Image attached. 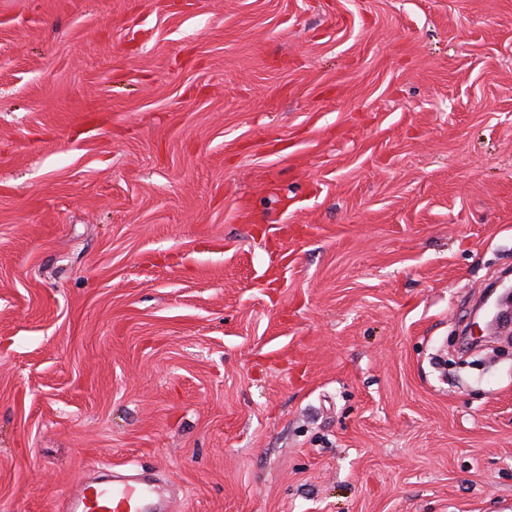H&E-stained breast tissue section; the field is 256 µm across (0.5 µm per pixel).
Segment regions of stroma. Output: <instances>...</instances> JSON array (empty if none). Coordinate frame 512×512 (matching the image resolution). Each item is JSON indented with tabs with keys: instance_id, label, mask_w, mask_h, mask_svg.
Returning <instances> with one entry per match:
<instances>
[{
	"instance_id": "1",
	"label": "stroma",
	"mask_w": 512,
	"mask_h": 512,
	"mask_svg": "<svg viewBox=\"0 0 512 512\" xmlns=\"http://www.w3.org/2000/svg\"><path fill=\"white\" fill-rule=\"evenodd\" d=\"M512 0H0V512H512ZM502 284L503 279H499L489 283L484 288L481 298L472 310V321L462 337V347L467 343L473 344L475 341L477 342L478 339L482 338V336H476L475 333L476 328H481V322L486 325L490 323H500L506 325L508 330L509 311L508 309H504V307L508 308L510 305V292L505 290L503 293L499 294L494 300L493 307L489 304L492 297L497 293L498 287ZM62 512H163L159 489L138 474L113 476L106 485L77 484L62 502Z\"/></svg>"
}]
</instances>
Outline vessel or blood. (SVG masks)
<instances>
[{"instance_id":"vessel-or-blood-1","label":"vessel or blood","mask_w":512,"mask_h":512,"mask_svg":"<svg viewBox=\"0 0 512 512\" xmlns=\"http://www.w3.org/2000/svg\"><path fill=\"white\" fill-rule=\"evenodd\" d=\"M62 512H164L159 489L136 474L107 484H77L62 502Z\"/></svg>"}]
</instances>
